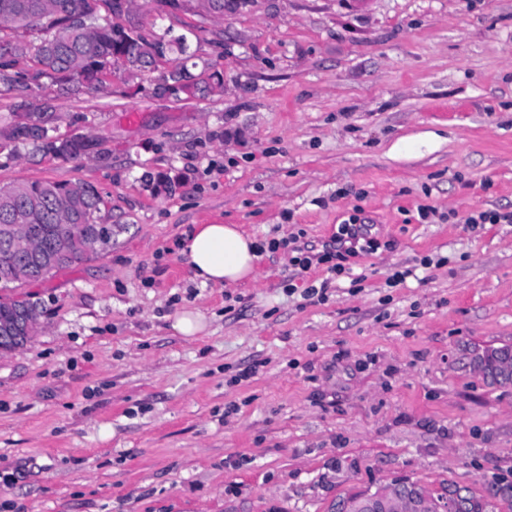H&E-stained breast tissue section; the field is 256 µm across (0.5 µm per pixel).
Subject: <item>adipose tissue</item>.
I'll return each instance as SVG.
<instances>
[{"label":"adipose tissue","mask_w":512,"mask_h":512,"mask_svg":"<svg viewBox=\"0 0 512 512\" xmlns=\"http://www.w3.org/2000/svg\"><path fill=\"white\" fill-rule=\"evenodd\" d=\"M196 278L232 285L253 277L258 248L233 224H198L182 242Z\"/></svg>","instance_id":"1"}]
</instances>
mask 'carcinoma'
Instances as JSON below:
<instances>
[{"label": "carcinoma", "instance_id": "carcinoma-1", "mask_svg": "<svg viewBox=\"0 0 512 512\" xmlns=\"http://www.w3.org/2000/svg\"><path fill=\"white\" fill-rule=\"evenodd\" d=\"M226 0H203L197 9L214 20L224 18ZM116 0H0V85L24 89L42 85L46 79L67 84L80 76L102 84L112 73V60L130 56L140 61L142 73L157 74L158 81H174V75L192 77L187 62V35L173 40L170 30L147 32L140 26L126 33L120 23ZM42 32L26 41L19 30ZM32 62L25 72L16 70L19 61ZM48 105L30 106L28 122L18 113L7 123L6 138L15 144H32L57 159L78 160L87 149L80 138H60L48 126ZM106 203L89 182L35 181L0 188V225L11 210L26 214L20 231L25 248L12 250L0 245V271L8 282L20 286L46 279L53 272L82 260L97 239L91 229L99 225ZM42 310L30 300L0 299V352L15 350L19 319L26 321L27 339L41 328Z\"/></svg>", "mask_w": 512, "mask_h": 512}]
</instances>
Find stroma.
Instances as JSON below:
<instances>
[{
    "label": "stroma",
    "instance_id": "35a3bbf8",
    "mask_svg": "<svg viewBox=\"0 0 512 512\" xmlns=\"http://www.w3.org/2000/svg\"><path fill=\"white\" fill-rule=\"evenodd\" d=\"M139 17L194 31L193 75L223 71L224 87L159 97L151 75L117 70L25 94L91 148H0V186L92 183L112 243L0 284L43 311L28 346L0 353V512H333L396 480L479 498L512 486V386L470 364L512 345V224L447 218L512 211V0ZM420 204L438 220L405 223ZM357 208L384 247L358 257V288L312 269L321 301L286 293V251L226 288L181 252L196 224L260 243L302 230L318 247ZM187 311L193 336L174 328Z\"/></svg>",
    "mask_w": 512,
    "mask_h": 512
}]
</instances>
